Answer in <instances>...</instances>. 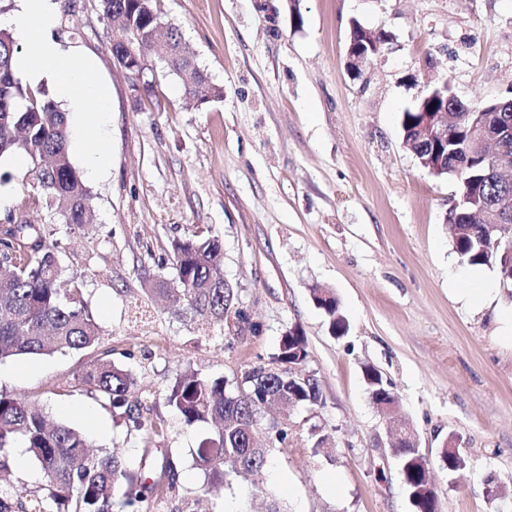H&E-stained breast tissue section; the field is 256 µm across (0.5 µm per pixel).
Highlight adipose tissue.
I'll use <instances>...</instances> for the list:
<instances>
[{"label": "adipose tissue", "instance_id": "ef3b65f1", "mask_svg": "<svg viewBox=\"0 0 512 512\" xmlns=\"http://www.w3.org/2000/svg\"><path fill=\"white\" fill-rule=\"evenodd\" d=\"M18 21L24 22L25 51L14 65L32 82L49 80L57 95L72 109L76 121L75 148L91 174L106 165L102 149L110 113L108 88L95 77V64L86 57L64 55L51 30L55 24L54 0H18Z\"/></svg>", "mask_w": 512, "mask_h": 512}]
</instances>
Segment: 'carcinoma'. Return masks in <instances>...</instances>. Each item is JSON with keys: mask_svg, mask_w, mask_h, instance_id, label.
<instances>
[{"mask_svg": "<svg viewBox=\"0 0 512 512\" xmlns=\"http://www.w3.org/2000/svg\"><path fill=\"white\" fill-rule=\"evenodd\" d=\"M103 12L125 29L130 40L115 46L120 64L140 59V48L152 44L163 22L155 0H102ZM168 42L157 57L181 83L184 92L201 101L219 97L195 62V55L180 29L168 26ZM19 45L13 34L0 29V159L20 154L28 163L34 184L45 207L65 223L79 228L92 220L91 193L67 151L68 113L38 96L19 76L14 58ZM440 96L460 120L448 129V140L421 144L424 151H437L451 177L460 186V200L448 214V230L455 252L472 266H491L502 278L512 281V254L504 247L488 244V232L476 211L506 206L512 209V183L495 172L497 161L471 148L472 125L492 121L512 128V104L490 112L468 106L450 85ZM421 120L420 106L403 112V140H415ZM11 227L0 232V361L27 355H51L92 348L99 344L101 328L86 309L79 284L61 271L58 245L46 242L43 229L13 217ZM176 274L147 280L145 293L166 297L184 317L224 320L234 292L224 287L222 247L218 239L194 235L174 243ZM312 300L330 318L333 330L344 331L346 320L339 313L335 294L327 288L312 290ZM306 336L295 326L281 337L276 362L285 366L278 374H259L253 368L244 375L246 387L236 393L225 391L224 379L188 370L176 378L167 396L183 423H213V433L202 439L193 459L205 482L224 483L226 467L254 477L253 487L263 483L270 464V449L250 446V431L263 410L262 396L283 392L295 404L316 405L321 400L316 381L288 380L286 365L306 360ZM78 387L90 385L138 431H144L140 463L155 456L152 438L162 437L165 420L143 410L131 399L136 384L132 373L107 358H100L75 377ZM22 445L41 472L36 488L0 482V512H147L149 503L173 487L174 468L162 458L155 477L148 483L127 470L112 453H93L86 436L65 424H51L36 404L0 392V477L11 472L13 452ZM399 460L406 490L414 512H428L434 489L426 477L427 463L417 445L402 442L393 449ZM447 470L466 468L467 460L450 444L442 450Z\"/></svg>", "mask_w": 512, "mask_h": 512, "instance_id": "obj_1", "label": "carcinoma"}]
</instances>
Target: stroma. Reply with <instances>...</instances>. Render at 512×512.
<instances>
[{
  "instance_id": "1",
  "label": "stroma",
  "mask_w": 512,
  "mask_h": 512,
  "mask_svg": "<svg viewBox=\"0 0 512 512\" xmlns=\"http://www.w3.org/2000/svg\"><path fill=\"white\" fill-rule=\"evenodd\" d=\"M56 3L55 40L91 58L111 91L106 170L85 180L94 221L81 230L52 215L27 163L10 157L0 226L15 214L60 243L63 273L82 283L103 333L95 348L1 362L0 391L151 476L120 411L72 388L110 351L132 372L133 397L167 424L159 445L176 480L151 512H266L273 499L286 512H413L364 379L373 369L417 435L437 512H512V342L495 316L512 304V282L485 267L493 304L460 300L448 273L463 263L446 224L459 186L429 175L401 135L403 113L441 80L472 106L512 98V0H300L298 22L287 0H158L224 90L204 104L161 67L134 91L100 0ZM354 22L388 37L356 77L345 68ZM200 231L221 240L234 291L232 312L206 330L143 292L146 278L174 276L173 242ZM316 288L335 293L345 331L332 332ZM294 325L308 343L298 371L317 381L320 402L258 414L273 450L262 492L246 497L235 474L203 492L193 454L211 428L183 424L167 387L194 369L235 392L247 370L276 368ZM451 438L468 461L458 474L440 461Z\"/></svg>"
}]
</instances>
